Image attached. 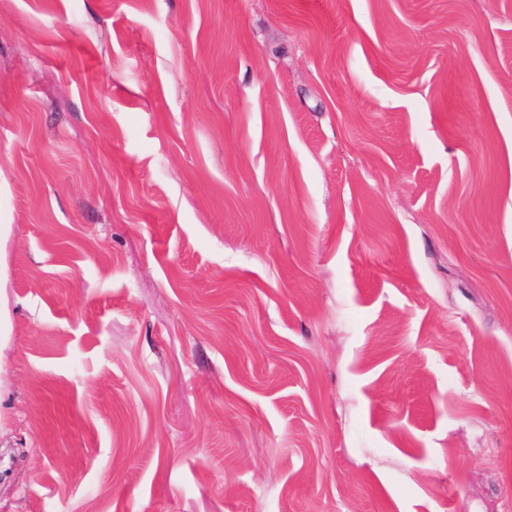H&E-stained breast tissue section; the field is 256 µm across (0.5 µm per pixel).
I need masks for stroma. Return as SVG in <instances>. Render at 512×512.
<instances>
[{"mask_svg": "<svg viewBox=\"0 0 512 512\" xmlns=\"http://www.w3.org/2000/svg\"><path fill=\"white\" fill-rule=\"evenodd\" d=\"M0 512H512V0H0Z\"/></svg>", "mask_w": 512, "mask_h": 512, "instance_id": "obj_1", "label": "stroma"}]
</instances>
